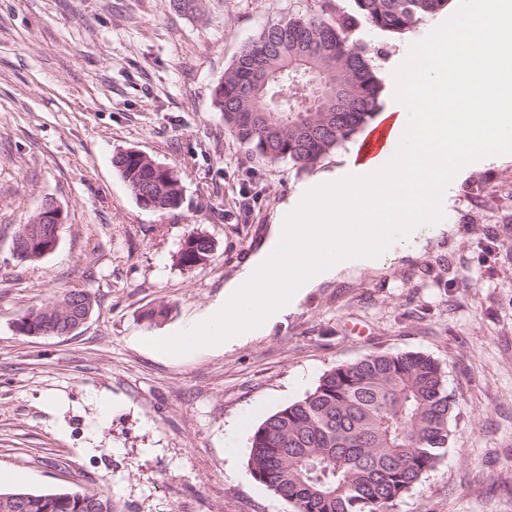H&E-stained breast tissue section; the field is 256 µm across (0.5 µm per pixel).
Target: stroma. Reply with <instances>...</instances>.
I'll return each instance as SVG.
<instances>
[{
    "label": "stroma",
    "instance_id": "stroma-1",
    "mask_svg": "<svg viewBox=\"0 0 512 512\" xmlns=\"http://www.w3.org/2000/svg\"><path fill=\"white\" fill-rule=\"evenodd\" d=\"M312 3L0 0V471L17 491L106 486L116 512H288L248 468L253 429L332 367L416 351L445 373L452 436L396 512H512L511 154L461 173L445 232L321 282L266 334L180 359L144 344L221 303L283 204L347 166L350 142L306 170L251 155L213 103L241 48ZM457 7L402 35L355 33L380 104L402 45ZM126 149L175 170L178 208L138 204L112 164ZM49 200L56 248L19 260L17 227ZM194 228L215 252L185 271L174 258ZM68 289L93 303L77 331L19 332Z\"/></svg>",
    "mask_w": 512,
    "mask_h": 512
}]
</instances>
